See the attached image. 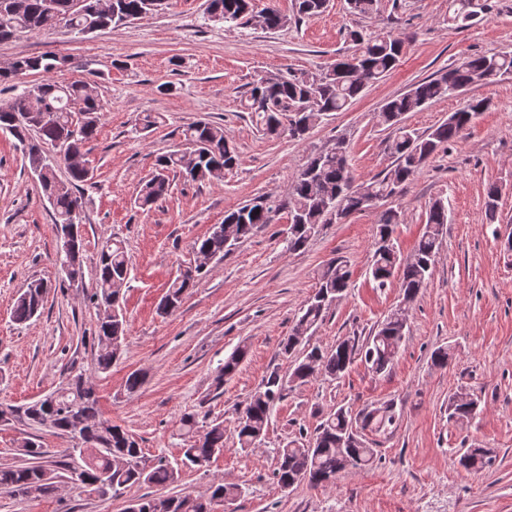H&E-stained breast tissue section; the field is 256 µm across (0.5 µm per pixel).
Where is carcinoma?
<instances>
[{"label":"carcinoma","instance_id":"obj_1","mask_svg":"<svg viewBox=\"0 0 512 512\" xmlns=\"http://www.w3.org/2000/svg\"><path fill=\"white\" fill-rule=\"evenodd\" d=\"M165 0H112L107 10L99 8V0H0V41L23 31L55 33L66 30L77 34L101 32L152 15L162 9ZM351 13L370 18L378 11L379 0H347ZM210 7L225 22H236L251 14V0H210ZM296 13L301 18L319 17L326 0H296ZM491 9L490 0H448V24L465 30L484 20ZM258 22L268 30L288 24V17L276 7H267L257 15ZM349 39L358 47L354 57L340 61L339 67L318 76L288 72L262 76L253 82L244 99V107L260 119L263 130L271 136L284 133L301 139L332 112L345 110L366 87L383 79L399 61L404 41L381 30L363 33L352 30ZM66 60L54 52L16 59L0 70V83L15 81L31 73L49 75L65 66ZM512 72L511 53L474 54L436 77L419 81L402 95L383 104L376 114L377 123L392 130L389 144L394 157L393 167L383 176L364 186L354 185L348 158V144L341 139L327 151L312 156L306 167L293 179L284 200L261 197L244 203L224 214V223L213 225L193 245L195 260H221L238 241L275 221L277 214L288 212L286 246L291 252L305 248L318 229L333 223L331 213L342 219L366 210L371 200L380 204L394 196L399 187L414 178L428 159L458 141L473 118L483 111L485 101L470 98L451 116L427 134H420L403 123V117L441 98L458 95L468 88ZM81 100L78 110L70 101ZM105 106L88 93L81 80L59 83L46 79L23 85L10 101L0 104V131L14 137L30 170L41 169L37 181L54 215L56 231L76 226L77 250L72 261L77 264L80 279L83 267L82 217L84 198L78 187L87 182L85 171L61 163L47 155L45 146L62 141L77 152L97 136ZM82 130L79 139L71 141V128ZM183 147L155 156L153 172L143 181L133 204L144 209L171 193L170 175L181 173L192 181H205L224 176L238 160L234 146L224 135V127L205 121L189 124L182 130ZM67 176L61 178L59 169ZM401 223L400 213L386 208L379 214V240L389 242L375 248L368 275L376 287L384 289L397 284L404 297L411 300L426 287L439 254L443 229L448 223V207L444 201L432 202L426 223L418 236L413 255L400 258L393 233ZM131 260L124 242L106 240L98 253L90 301L98 310L92 343L95 349V371L107 373L124 354L128 335L127 321L119 299L111 285L129 278ZM201 276L180 273L170 280L158 305V312L168 315L177 311L188 291ZM348 261L333 258L318 275V288L307 301L291 333L283 344L286 353L303 348L293 370L270 371L258 390L247 400L235 432L240 449L262 444L273 406L296 384L318 378L336 381L342 378L355 358L375 373L391 370L398 349L406 335L407 318L392 311L364 341L345 338L330 350L306 347L307 336L323 321L331 299L344 293L350 285ZM52 285L41 278L29 280L19 294L13 319L24 324L43 308ZM247 357L241 345L225 359L214 378L216 387L230 378ZM85 373L70 372L62 385L38 400L11 408V418L20 419L36 430L65 436L73 447L61 451L60 459L51 460L37 438L26 441L19 449L18 464H0V492L23 499H39L52 495L63 475L88 496L110 499L135 485H153L167 489L178 482L180 468H204L211 459L224 452V422L213 420L203 433H198L200 413L181 416L179 435L189 439L182 448L180 467L160 457L147 464L138 441L117 425L97 428L101 420L98 396L91 381H83ZM478 400H450L448 418L464 421L471 418ZM89 425L88 431L75 435V419ZM396 421L393 405L353 412L339 406L322 418L312 437L305 444L294 441L276 449L274 476L277 484L295 486L308 483L326 486L336 475L350 466L366 468L373 464L376 450L370 447L366 432L377 431ZM461 466L480 470L493 462L491 452L469 448L460 456ZM241 494L236 484L217 483L207 495L145 494L135 500V512H216V506L234 500Z\"/></svg>","mask_w":512,"mask_h":512}]
</instances>
